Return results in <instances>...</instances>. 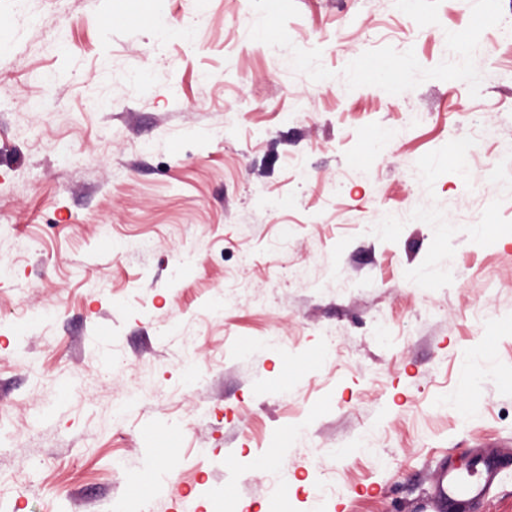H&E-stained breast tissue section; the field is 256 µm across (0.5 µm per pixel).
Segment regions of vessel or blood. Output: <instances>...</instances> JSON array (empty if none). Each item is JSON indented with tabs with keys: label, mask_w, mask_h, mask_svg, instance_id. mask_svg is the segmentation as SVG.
<instances>
[{
	"label": "vessel or blood",
	"mask_w": 512,
	"mask_h": 512,
	"mask_svg": "<svg viewBox=\"0 0 512 512\" xmlns=\"http://www.w3.org/2000/svg\"><path fill=\"white\" fill-rule=\"evenodd\" d=\"M511 466V457L486 454L477 457L466 472L452 467L442 470L435 486L439 512H472L498 482L503 470Z\"/></svg>",
	"instance_id": "1"
}]
</instances>
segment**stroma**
Instances as JSON below:
<instances>
[{
	"label": "stroma",
	"mask_w": 512,
	"mask_h": 512,
	"mask_svg": "<svg viewBox=\"0 0 512 512\" xmlns=\"http://www.w3.org/2000/svg\"><path fill=\"white\" fill-rule=\"evenodd\" d=\"M510 14L0 0V512H418L512 454V168L464 118L512 116Z\"/></svg>",
	"instance_id": "obj_1"
}]
</instances>
